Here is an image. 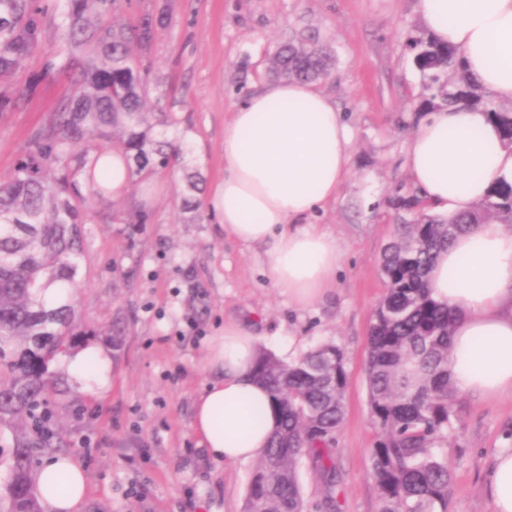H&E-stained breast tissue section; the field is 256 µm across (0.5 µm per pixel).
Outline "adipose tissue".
<instances>
[{"mask_svg": "<svg viewBox=\"0 0 512 512\" xmlns=\"http://www.w3.org/2000/svg\"><path fill=\"white\" fill-rule=\"evenodd\" d=\"M425 29L459 47L468 69L499 101H512V0H417ZM352 135L314 83L272 81L250 95L224 128V179L206 203L227 237L261 246L272 287L304 308L327 294L344 249L307 218L334 199L350 171ZM406 167L431 213L447 216L512 182V148L483 109L429 114L407 146ZM433 298L457 314L451 381L458 395L512 397V225L487 223L457 236L432 263ZM258 339L230 321L210 337L205 366L217 378L194 403L193 430L222 462L259 458L277 425L267 391L252 377ZM87 390L109 384L103 353L60 360ZM34 481L47 512H76L87 474L70 455L49 456ZM491 512H512V448L490 465Z\"/></svg>", "mask_w": 512, "mask_h": 512, "instance_id": "obj_1", "label": "adipose tissue"}]
</instances>
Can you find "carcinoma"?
Here are the masks:
<instances>
[{
    "label": "carcinoma",
    "instance_id": "cac0c4a2",
    "mask_svg": "<svg viewBox=\"0 0 512 512\" xmlns=\"http://www.w3.org/2000/svg\"><path fill=\"white\" fill-rule=\"evenodd\" d=\"M121 0H0V79L23 67L55 15L63 30L59 50L43 71H75L69 93L34 133L14 172L0 181V424L36 411L57 391L50 363L80 346L77 275L81 225L89 197L112 192L96 178L102 155H127L129 173L174 170L189 152L184 141L160 138L144 108L150 56L160 13L143 12L131 25L109 20ZM421 75L414 111L482 106L512 145V106L489 98L459 50L423 34L409 41ZM328 55L295 32L270 58L277 78L314 82L328 72ZM183 209L198 210L204 177L184 174ZM395 239L381 270L386 292L374 312L365 375L377 439L370 450L380 512H448L451 469L441 448L453 424L456 394L449 375L456 313L435 301L427 273L435 256L476 224H512V183L498 182L466 211L442 218L419 193L402 199ZM344 350L319 344L284 360L258 349L253 379L269 393L278 425L258 459L243 512H306L297 466L307 459L321 483L316 508L335 509L339 483L333 461L336 430L345 415L348 385ZM51 437L15 436L0 512H42L31 477L33 454Z\"/></svg>",
    "mask_w": 512,
    "mask_h": 512
}]
</instances>
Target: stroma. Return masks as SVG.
Segmentation results:
<instances>
[{
    "mask_svg": "<svg viewBox=\"0 0 512 512\" xmlns=\"http://www.w3.org/2000/svg\"><path fill=\"white\" fill-rule=\"evenodd\" d=\"M145 10L167 15L151 56L148 120L166 116L169 138L190 151L184 168L158 174L146 223L123 217L140 203L141 177L121 198L90 201L78 309L84 347L111 359L110 384L98 394L73 384L48 404L56 453L87 473L79 512H242L253 462L215 460L192 428L195 399L214 378L205 342L228 321L254 323L260 347L286 360L317 343L342 346L349 382L334 447L339 512H379L364 362L385 293L380 259L396 228L393 200L414 192L405 160L421 76L405 41L420 30L416 0H129L112 20L130 24ZM295 28L332 49L335 66L319 87L352 132L351 172L311 218L343 245L344 261L331 293L303 310L271 287L262 251L225 237L206 209L180 205L185 170L202 172L208 194L222 180L224 127L268 82V57ZM61 35L49 21L25 69L0 82L23 95L0 112V179L68 93L65 74H41ZM455 411L448 512H490L489 466L512 448V399L461 396Z\"/></svg>",
    "mask_w": 512,
    "mask_h": 512,
    "instance_id": "1",
    "label": "stroma"
}]
</instances>
